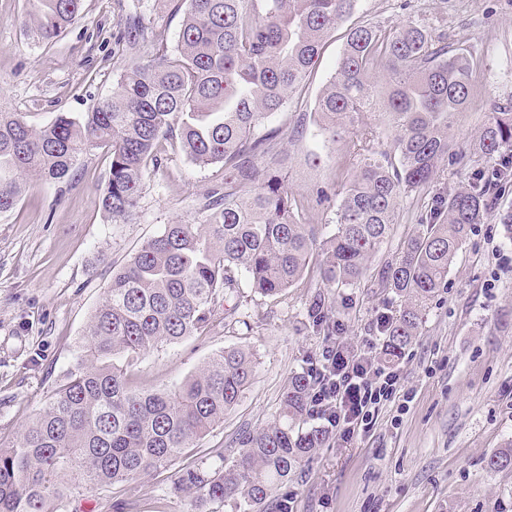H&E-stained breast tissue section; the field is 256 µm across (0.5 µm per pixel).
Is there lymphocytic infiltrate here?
Returning a JSON list of instances; mask_svg holds the SVG:
<instances>
[{
    "label": "lymphocytic infiltrate",
    "instance_id": "1",
    "mask_svg": "<svg viewBox=\"0 0 512 512\" xmlns=\"http://www.w3.org/2000/svg\"><path fill=\"white\" fill-rule=\"evenodd\" d=\"M309 410L341 440L368 431L378 409L394 401L399 378L380 365L371 345L328 339L314 368Z\"/></svg>",
    "mask_w": 512,
    "mask_h": 512
}]
</instances>
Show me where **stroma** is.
Instances as JSON below:
<instances>
[{
    "label": "stroma",
    "instance_id": "stroma-1",
    "mask_svg": "<svg viewBox=\"0 0 512 512\" xmlns=\"http://www.w3.org/2000/svg\"><path fill=\"white\" fill-rule=\"evenodd\" d=\"M27 0H0V104L35 126L57 115L79 116L112 94L119 74L136 61L115 38L138 14L157 44L175 48L180 19L163 0H83L82 13L50 45L26 26ZM355 20L383 27L409 21L443 35L450 48L475 57L468 108L451 119L452 155L441 176L405 197L396 223L368 270L353 285L322 288L317 271L279 297L241 288L235 322L184 338L142 356L132 368L138 385L182 381L229 347L252 352L250 384L223 423L167 471L136 483L73 492L64 512H191L173 479L189 462L233 461L242 432L279 414L292 372L312 366L325 336L307 312L317 294L332 306L342 336L354 344L377 333L379 314H397L402 299L380 288L377 272L421 232L422 216L442 192L471 182L488 161L474 148L493 104L512 101V0H359ZM345 26H338L306 80L300 98L270 115L265 127L286 133L288 182L297 191L343 190L353 168L343 142L329 140L315 112L333 74ZM109 159L99 148L59 182L30 181L11 212L0 215V446L8 445L80 363L87 322L116 270L165 225L193 224L221 166L191 163L166 146L148 167L138 207L112 223L101 209ZM512 236L487 215L465 239L443 288L423 313L420 334L392 362L408 411L390 403L366 434L331 437L284 485L294 512H512V468L489 470L487 457L512 438Z\"/></svg>",
    "mask_w": 512,
    "mask_h": 512
}]
</instances>
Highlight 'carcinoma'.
<instances>
[{
	"label": "carcinoma",
	"mask_w": 512,
	"mask_h": 512,
	"mask_svg": "<svg viewBox=\"0 0 512 512\" xmlns=\"http://www.w3.org/2000/svg\"><path fill=\"white\" fill-rule=\"evenodd\" d=\"M38 41H55L79 15L83 0H28ZM182 14L177 46L153 43L140 16L126 19L119 40L150 57L124 70L112 96L79 117L58 115L34 126L0 108V214L12 211L29 179L62 180L96 148L110 152L103 212L124 221L138 206L143 172L162 141L174 139L194 163L219 164L197 224L174 222L145 241L112 274L90 316L87 346L76 372L7 448H0V512H59L72 487L131 483L160 472L192 447L239 401L254 372L252 353L229 348L180 383L153 390L133 385L128 368L162 344L202 334L235 319L241 283L276 297L317 261L327 288L351 285L396 223L400 199L439 177L448 156L450 116L469 100L473 61L414 22L383 28L351 24L334 75L316 102L325 131L349 138L356 165L336 204V232L317 235L308 214L327 194L298 193L274 153L283 131L259 127L288 107L305 85L325 38L355 12L358 0H169ZM376 112L395 128L385 147L375 125L355 129ZM476 149L490 166L470 185L435 199L423 233L378 271L381 287L405 298L384 323L385 356L402 355L418 335L422 311L448 277L467 235L497 212L512 234V105L496 104ZM312 325L335 330L317 295ZM314 377L295 372L284 387L278 418L238 438L231 464L193 462L174 479L195 512L232 503L269 512L279 486L329 439L307 417ZM512 467V440L486 461Z\"/></svg>",
	"instance_id": "1"
}]
</instances>
